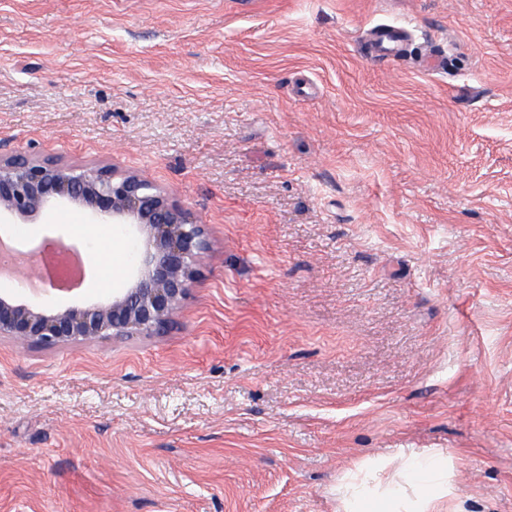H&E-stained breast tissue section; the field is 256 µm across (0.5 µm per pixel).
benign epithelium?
I'll return each mask as SVG.
<instances>
[{
  "label": "benign epithelium",
  "mask_w": 512,
  "mask_h": 512,
  "mask_svg": "<svg viewBox=\"0 0 512 512\" xmlns=\"http://www.w3.org/2000/svg\"><path fill=\"white\" fill-rule=\"evenodd\" d=\"M82 210L92 224H128L143 238L129 286L107 299L53 306L0 293V337L53 348L112 338L155 336L174 322L208 251L207 225L153 180L109 164L0 157V223H31L52 208Z\"/></svg>",
  "instance_id": "7a95c632"
}]
</instances>
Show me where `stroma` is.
I'll use <instances>...</instances> for the list:
<instances>
[{
  "label": "stroma",
  "instance_id": "stroma-1",
  "mask_svg": "<svg viewBox=\"0 0 512 512\" xmlns=\"http://www.w3.org/2000/svg\"><path fill=\"white\" fill-rule=\"evenodd\" d=\"M19 152L142 173L210 248L164 334L0 338V512H342L430 448L444 512H512V0H0ZM33 229L91 267L52 301L127 287V227ZM408 35L405 25L401 27H390L380 25L371 29L373 37L372 52L370 59L374 62H390L397 56L399 45Z\"/></svg>",
  "mask_w": 512,
  "mask_h": 512
}]
</instances>
